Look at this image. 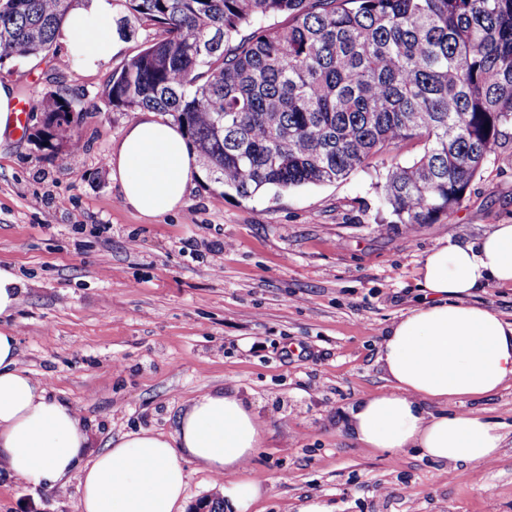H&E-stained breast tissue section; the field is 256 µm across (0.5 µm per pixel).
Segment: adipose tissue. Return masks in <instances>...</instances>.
Instances as JSON below:
<instances>
[{"label": "adipose tissue", "instance_id": "ef3b65f1", "mask_svg": "<svg viewBox=\"0 0 512 512\" xmlns=\"http://www.w3.org/2000/svg\"><path fill=\"white\" fill-rule=\"evenodd\" d=\"M114 14L112 0L69 11L58 40L76 66L104 67L124 49ZM108 167L124 205L146 217L182 206L202 177L183 130L151 112L128 126ZM418 284L421 299L392 323L378 351L389 390L349 404L338 429L393 458L415 449L432 462L475 469L498 458L501 433L477 412L431 407L490 396L512 382V322L470 301L489 285L512 286V224L475 244L447 236L421 259ZM264 434L250 401L209 390L178 414L173 435L131 432L88 456L78 410L21 368L16 336L0 331V468L48 487L80 472V512H184L189 461L223 479L226 512H246L263 488L237 474Z\"/></svg>", "mask_w": 512, "mask_h": 512}]
</instances>
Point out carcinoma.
<instances>
[{
  "mask_svg": "<svg viewBox=\"0 0 512 512\" xmlns=\"http://www.w3.org/2000/svg\"><path fill=\"white\" fill-rule=\"evenodd\" d=\"M72 2L0 3V64L46 56ZM122 2L123 35H160L112 74L105 106L171 117L226 194L334 183L416 140L382 206L432 224L512 125V0ZM66 102L51 91L33 111L60 126Z\"/></svg>",
  "mask_w": 512,
  "mask_h": 512,
  "instance_id": "carcinoma-1",
  "label": "carcinoma"
}]
</instances>
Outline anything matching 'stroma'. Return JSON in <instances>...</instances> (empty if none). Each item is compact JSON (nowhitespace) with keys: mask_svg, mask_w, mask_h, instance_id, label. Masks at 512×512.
I'll use <instances>...</instances> for the list:
<instances>
[{"mask_svg":"<svg viewBox=\"0 0 512 512\" xmlns=\"http://www.w3.org/2000/svg\"><path fill=\"white\" fill-rule=\"evenodd\" d=\"M152 36L137 29L97 70L60 47L0 65L18 99L59 90L83 115L77 171L33 141L40 113L0 139V265L24 284L0 330L17 337L22 367L77 407L92 456L129 432L173 434L202 390H238L269 427L242 474L266 489L248 512H300L312 499L330 512H512V383L448 401L503 436L479 485L336 430L344 407L388 388L377 351L417 301L423 256L448 233L476 242L512 224V126L461 207L432 224L386 223L380 203L388 170L419 156L417 141L281 194L243 200L203 179L183 206L147 218L123 204L107 166L136 115L106 110L102 93ZM79 498V473L46 489L0 470V512H78Z\"/></svg>","mask_w":512,"mask_h":512,"instance_id":"1","label":"stroma"}]
</instances>
